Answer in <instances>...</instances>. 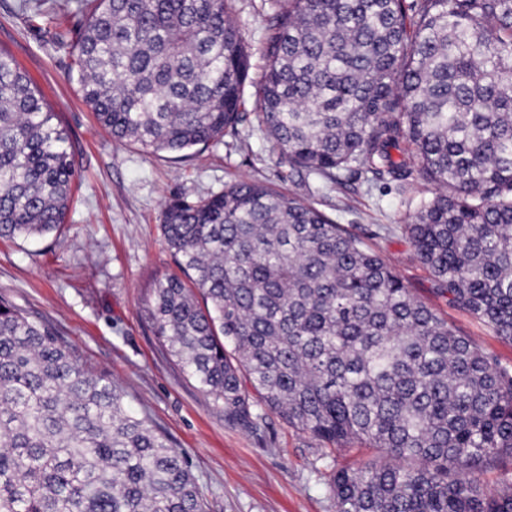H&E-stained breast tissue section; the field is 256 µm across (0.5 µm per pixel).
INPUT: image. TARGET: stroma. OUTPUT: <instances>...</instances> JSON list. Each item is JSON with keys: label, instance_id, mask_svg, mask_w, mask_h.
I'll return each instance as SVG.
<instances>
[{"label": "stroma", "instance_id": "1", "mask_svg": "<svg viewBox=\"0 0 512 512\" xmlns=\"http://www.w3.org/2000/svg\"><path fill=\"white\" fill-rule=\"evenodd\" d=\"M267 0H234V18L252 51L245 94L249 122L189 157L148 153L118 143L95 120L76 83V20L69 12L28 22L17 0H0V49L41 89L69 137L77 180L65 224L36 239H0V299L30 320L49 322L81 360L124 393L186 455L207 512H335L332 468L360 466L363 448L324 449L272 410L250 428L229 422L161 345L144 306L156 278L177 273L161 230L172 198L197 200L246 179L312 204L361 236L412 294L501 366L512 369V342L438 293L403 230L435 188L371 180L357 170L332 183L290 169L268 137L255 105L262 76Z\"/></svg>", "mask_w": 512, "mask_h": 512}]
</instances>
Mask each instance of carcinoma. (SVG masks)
<instances>
[{"label": "carcinoma", "mask_w": 512, "mask_h": 512, "mask_svg": "<svg viewBox=\"0 0 512 512\" xmlns=\"http://www.w3.org/2000/svg\"><path fill=\"white\" fill-rule=\"evenodd\" d=\"M78 91L119 142L185 155L237 135L252 53L232 0H68ZM258 116L292 168L436 187L405 233L457 306L512 340V0H268ZM51 0L17 9L49 18ZM68 135L0 52V237L53 233ZM181 275L145 307L224 416L261 411L385 460L332 473L336 512H512V370L414 298L361 238L239 180L175 199ZM495 468L492 488L473 473ZM0 512H205L184 455L0 299Z\"/></svg>", "instance_id": "obj_1"}]
</instances>
